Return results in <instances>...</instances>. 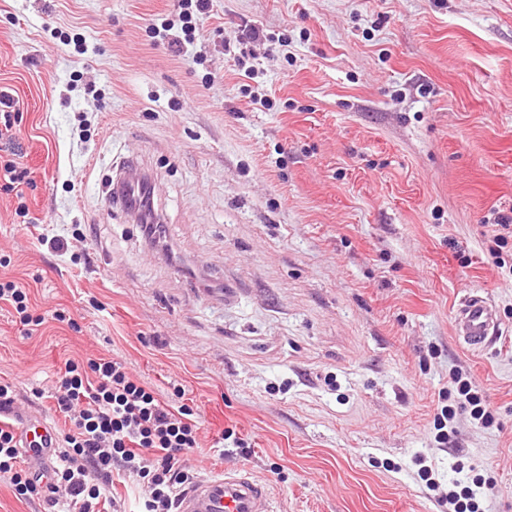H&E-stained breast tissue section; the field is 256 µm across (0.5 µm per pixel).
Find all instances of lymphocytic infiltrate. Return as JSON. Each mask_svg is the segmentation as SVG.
Segmentation results:
<instances>
[{
  "label": "lymphocytic infiltrate",
  "instance_id": "f902f5d3",
  "mask_svg": "<svg viewBox=\"0 0 512 512\" xmlns=\"http://www.w3.org/2000/svg\"><path fill=\"white\" fill-rule=\"evenodd\" d=\"M179 405L166 403L152 387L136 380L124 360L89 357L67 361L47 397L70 427L49 475L26 466L13 424L0 425V479L17 498L39 499L52 512H101L104 492L115 474L140 485L139 512H177L178 490L188 480L186 457L200 446L186 390L173 385ZM434 415V440L448 444L458 412H468L482 427H492L494 410L468 374H451L448 392Z\"/></svg>",
  "mask_w": 512,
  "mask_h": 512
}]
</instances>
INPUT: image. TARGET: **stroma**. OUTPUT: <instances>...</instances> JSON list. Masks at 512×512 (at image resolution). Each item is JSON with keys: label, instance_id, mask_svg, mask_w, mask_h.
Segmentation results:
<instances>
[{"label": "stroma", "instance_id": "35a3bbf8", "mask_svg": "<svg viewBox=\"0 0 512 512\" xmlns=\"http://www.w3.org/2000/svg\"><path fill=\"white\" fill-rule=\"evenodd\" d=\"M178 4L0 0L19 109L0 157L32 180L0 191V276L46 318L24 335L0 302L20 416L63 428L33 389L118 357L160 394L184 386L194 477L249 469L277 512H445L462 465L484 512H512V243L504 266L488 254L512 216V0H212L180 55L151 32ZM127 160L172 252L108 201ZM76 230L69 253L40 242ZM473 291L502 328L481 351L454 331ZM458 367L497 424L459 413L441 447ZM227 427L245 445L219 456Z\"/></svg>", "mask_w": 512, "mask_h": 512}]
</instances>
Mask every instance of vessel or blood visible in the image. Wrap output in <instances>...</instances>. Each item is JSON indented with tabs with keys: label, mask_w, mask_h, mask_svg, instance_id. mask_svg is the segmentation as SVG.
Listing matches in <instances>:
<instances>
[{
	"label": "vessel or blood",
	"mask_w": 512,
	"mask_h": 512,
	"mask_svg": "<svg viewBox=\"0 0 512 512\" xmlns=\"http://www.w3.org/2000/svg\"><path fill=\"white\" fill-rule=\"evenodd\" d=\"M455 334L464 345L481 350L500 338L501 323L489 298L475 291L459 304ZM16 432L26 454L49 459L56 446L55 430L45 421L29 419ZM178 512H274L270 492L248 469L199 477L179 496Z\"/></svg>",
	"instance_id": "b4317fda"
}]
</instances>
